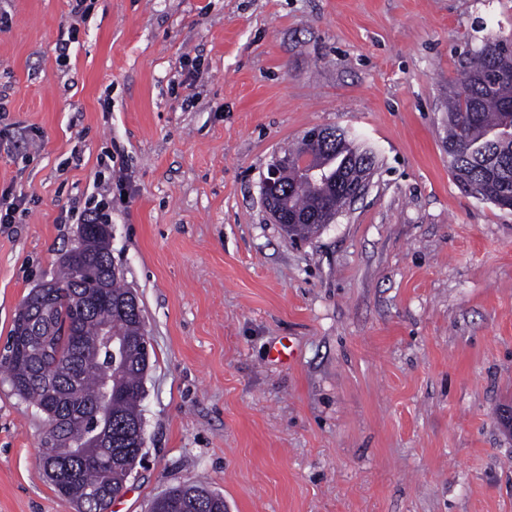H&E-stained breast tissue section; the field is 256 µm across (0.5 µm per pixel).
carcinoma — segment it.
<instances>
[{"mask_svg": "<svg viewBox=\"0 0 512 512\" xmlns=\"http://www.w3.org/2000/svg\"><path fill=\"white\" fill-rule=\"evenodd\" d=\"M512 64V41L490 36L448 94V163L472 195L498 207L512 203V81L493 70ZM309 156L325 172L312 184L288 164L284 208L302 218L291 239L307 240L348 206L339 182L368 180L375 155L335 128L329 139H301L282 151ZM108 224H82L77 244L60 259L54 287L34 288L18 310L0 375L23 402L44 414L41 466L46 480L79 512H109L140 461L145 444L141 402L150 366L149 336L136 296L114 271ZM124 339L112 356L104 327ZM224 497L196 483L170 488L152 512H224Z\"/></svg>", "mask_w": 512, "mask_h": 512, "instance_id": "cac0c4a2", "label": "carcinoma"}]
</instances>
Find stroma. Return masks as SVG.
Instances as JSON below:
<instances>
[{
    "label": "stroma",
    "mask_w": 512,
    "mask_h": 512,
    "mask_svg": "<svg viewBox=\"0 0 512 512\" xmlns=\"http://www.w3.org/2000/svg\"><path fill=\"white\" fill-rule=\"evenodd\" d=\"M492 35L512 0H0V191L27 200L0 224V348L97 193L151 339L144 457L109 512L184 482L227 512H512V210L447 149ZM330 126L377 166L294 242L261 182ZM48 428L0 380V512H77L40 470Z\"/></svg>",
    "instance_id": "obj_1"
}]
</instances>
